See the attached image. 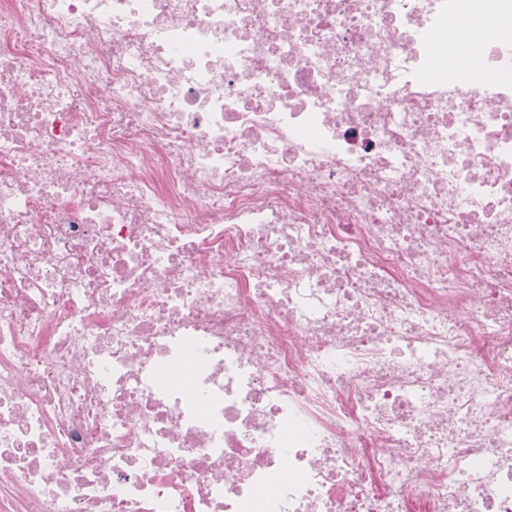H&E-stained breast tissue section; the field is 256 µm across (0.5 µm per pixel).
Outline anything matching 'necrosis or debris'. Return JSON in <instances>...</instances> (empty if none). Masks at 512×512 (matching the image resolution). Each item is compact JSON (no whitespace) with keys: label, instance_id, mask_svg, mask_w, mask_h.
<instances>
[{"label":"necrosis or debris","instance_id":"obj_1","mask_svg":"<svg viewBox=\"0 0 512 512\" xmlns=\"http://www.w3.org/2000/svg\"><path fill=\"white\" fill-rule=\"evenodd\" d=\"M0 512H512V0H0Z\"/></svg>","mask_w":512,"mask_h":512}]
</instances>
